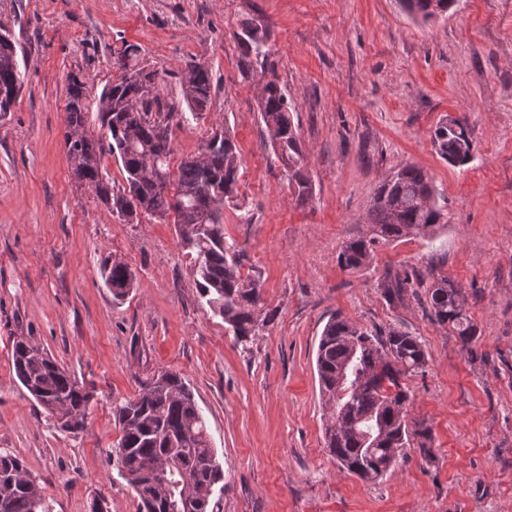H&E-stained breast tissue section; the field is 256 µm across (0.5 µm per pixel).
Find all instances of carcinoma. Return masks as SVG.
<instances>
[{"mask_svg": "<svg viewBox=\"0 0 512 512\" xmlns=\"http://www.w3.org/2000/svg\"><path fill=\"white\" fill-rule=\"evenodd\" d=\"M457 0H402L406 12L428 22L451 9ZM243 51L265 55L266 31L247 24L238 34ZM112 64L121 74L140 70L139 48L122 44L112 52ZM182 97L192 119L201 118L211 101L209 68L186 65ZM22 88L16 47L0 34V112H8ZM85 83L69 76L65 105L68 156L75 178L92 187L96 197L125 221L137 209L160 219L174 213V224L186 254L195 264L197 288L206 304L224 319L236 342L245 347L265 330L274 313L265 310L258 277L243 271V254L235 242L224 239V204L236 196L239 179L237 148L222 127L206 132L201 152L181 161L172 181L174 194L157 184L154 173L170 172L171 125L178 105L166 101L158 86L147 95L121 83L102 90L95 102L107 141L85 135L86 115L93 104ZM259 114L277 160L293 183L298 199L312 191L304 172L301 142L290 103L274 80L263 84ZM440 156L453 167L473 162L475 148L467 123L441 121L432 134ZM118 160L126 186L116 190L106 177L105 155ZM441 209L434 202L431 181L419 168L404 166L376 189L367 211L372 234L347 241L338 255L340 265L360 270L372 260L374 246L410 234L433 230L441 224ZM104 282L112 283V298L125 300L136 288V276L121 259L102 264ZM388 302L399 301L414 287L406 275L381 283ZM434 320L448 326L462 345L477 357L471 343L477 325L464 309L461 289L445 277L427 290ZM316 369L326 411L327 447L342 468L365 481L382 478L403 448L418 439L420 454L432 458L431 431L424 423L407 420L408 389L404 379L427 364L424 346L410 332L390 326L369 331L339 315L326 322L316 351ZM16 378L54 420L62 432L84 427L94 394L64 365L25 339L12 345ZM121 429L112 449L118 475L140 500V512H209L213 486L224 478L204 416L194 394L177 373L157 375L135 397L113 407ZM24 460L0 454V512H52L50 502L34 485Z\"/></svg>", "mask_w": 512, "mask_h": 512, "instance_id": "obj_1", "label": "carcinoma"}]
</instances>
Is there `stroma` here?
Instances as JSON below:
<instances>
[{
    "label": "stroma",
    "mask_w": 512,
    "mask_h": 512,
    "mask_svg": "<svg viewBox=\"0 0 512 512\" xmlns=\"http://www.w3.org/2000/svg\"><path fill=\"white\" fill-rule=\"evenodd\" d=\"M268 34L245 57L246 22ZM23 86L0 117V450L20 455L53 512H139L112 448L114 403L158 374L191 386L224 471L217 512H512V0H457L429 22L399 0H0ZM140 46L170 100L188 61L208 67L203 119L172 122V165L197 155L211 125L237 146L238 200L224 235L261 276L273 323L238 346L205 304L172 219L129 224L74 178L65 143L68 77L89 99L119 77L112 51ZM292 105L312 195L300 201L260 118V82ZM465 121L476 146L449 167L431 133ZM412 165L432 180L445 218L433 233L379 243L368 267L342 268L343 244L365 233L371 197ZM122 259L137 286L113 301L101 277ZM418 275L385 300L384 278ZM448 278L479 329L471 359L431 320L426 290ZM368 330L402 327L428 362L406 380L409 421L433 436L375 482L340 469L324 442L315 371L332 313ZM29 338L93 390L84 428L57 430L11 367Z\"/></svg>",
    "instance_id": "35a3bbf8"
}]
</instances>
